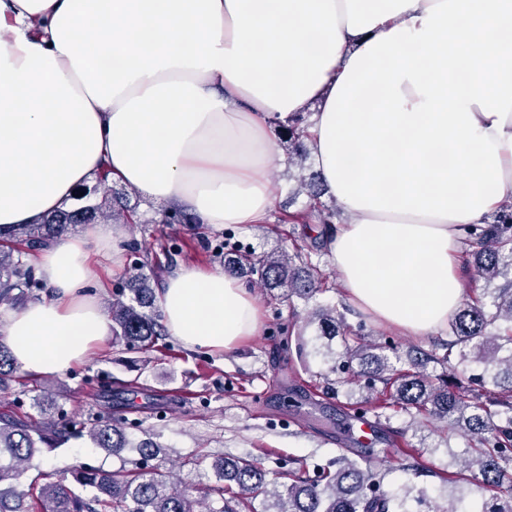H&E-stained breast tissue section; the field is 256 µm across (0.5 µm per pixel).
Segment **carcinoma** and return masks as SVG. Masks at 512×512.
Here are the masks:
<instances>
[{
	"mask_svg": "<svg viewBox=\"0 0 512 512\" xmlns=\"http://www.w3.org/2000/svg\"><path fill=\"white\" fill-rule=\"evenodd\" d=\"M275 124L288 144L287 161L303 155L305 116ZM292 194L307 196L304 218L323 225L319 239L291 252L282 248L256 256L228 236L224 247L231 256L225 267L257 277L267 292L308 302L328 291L311 253L323 249L332 237L336 210L319 202L322 189L316 172L298 179ZM119 198L114 191L110 199L82 205L86 196H79L78 204L41 216L21 228L20 239L0 244V304H15L42 289L26 262L29 252L76 224H94L108 216L130 222L135 210H116ZM465 235L466 265L485 281V288L462 300L448 318V339L439 337L430 349L416 350L403 365L391 363L385 346L365 336L362 326L349 325L334 306L319 307L308 322L317 324V336L329 341L339 336L343 342V350L333 353L323 374L322 395L337 394L332 376L351 373L363 380L367 397L347 402L348 410L363 415L369 409L396 407L414 419L425 416L459 430L472 451L461 457L462 469L448 474V481H465L489 492L482 512H512V202L486 224L466 227ZM129 291L132 298L127 300L123 291L113 293L112 335L129 347L151 350L165 336V327L152 311L148 278L131 277ZM15 371L10 352L0 341V387ZM33 409L34 414L25 411L15 400L0 412V512H34L37 505L43 512H258L254 500L269 496L273 502L263 512H396L405 505V499L397 500L383 489L371 451L360 452L357 461L343 448L336 449L333 468L322 470L315 480L288 473L287 481L280 482L254 462L222 459L215 468L220 479L233 482L231 486H179L166 473L142 464L113 471L79 464L61 479L25 486L20 476L30 466L37 440L52 447L86 435L94 447L108 453L132 447L123 417L89 424L57 407L54 416L45 418L39 397ZM394 435L402 470L414 477L429 471L415 456L417 448L405 440V431L396 430ZM89 489L94 493L87 498L83 492ZM415 501L428 512H461L458 499L443 504L422 489Z\"/></svg>",
	"mask_w": 512,
	"mask_h": 512,
	"instance_id": "cac0c4a2",
	"label": "carcinoma"
}]
</instances>
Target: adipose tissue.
<instances>
[{"mask_svg": "<svg viewBox=\"0 0 512 512\" xmlns=\"http://www.w3.org/2000/svg\"><path fill=\"white\" fill-rule=\"evenodd\" d=\"M298 112L352 303L447 329L463 227L512 198V0H0V238L101 171L200 224L267 223L271 122ZM119 243L108 223L42 250L49 296L5 318L19 369L64 374L107 336L86 288ZM159 307L191 351L259 327L229 272L181 268Z\"/></svg>", "mask_w": 512, "mask_h": 512, "instance_id": "ef3b65f1", "label": "adipose tissue"}]
</instances>
